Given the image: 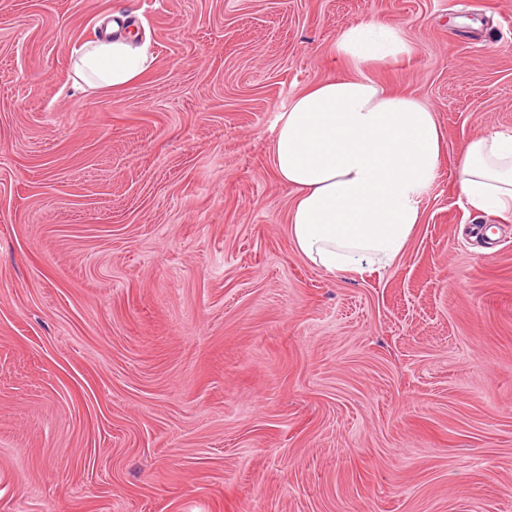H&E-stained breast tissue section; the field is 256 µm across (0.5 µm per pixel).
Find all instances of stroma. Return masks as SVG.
I'll return each mask as SVG.
<instances>
[{
  "instance_id": "obj_1",
  "label": "stroma",
  "mask_w": 512,
  "mask_h": 512,
  "mask_svg": "<svg viewBox=\"0 0 512 512\" xmlns=\"http://www.w3.org/2000/svg\"><path fill=\"white\" fill-rule=\"evenodd\" d=\"M116 13L153 63L83 94ZM367 23L445 149L395 262L333 275L271 146ZM490 128L512 0H0V512H512V215L455 179Z\"/></svg>"
}]
</instances>
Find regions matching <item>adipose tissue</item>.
<instances>
[{
    "label": "adipose tissue",
    "mask_w": 512,
    "mask_h": 512,
    "mask_svg": "<svg viewBox=\"0 0 512 512\" xmlns=\"http://www.w3.org/2000/svg\"><path fill=\"white\" fill-rule=\"evenodd\" d=\"M336 51L350 73L297 95L272 144L276 176L297 192L289 234L297 250L326 272L362 274L391 265L422 221L418 197L442 153L435 113L418 99L384 91L364 65L410 54L383 24L341 30ZM145 44L119 36L73 50L74 79L89 90H119L150 66ZM466 204L512 212V134L491 130L463 147L456 171Z\"/></svg>",
    "instance_id": "obj_1"
}]
</instances>
